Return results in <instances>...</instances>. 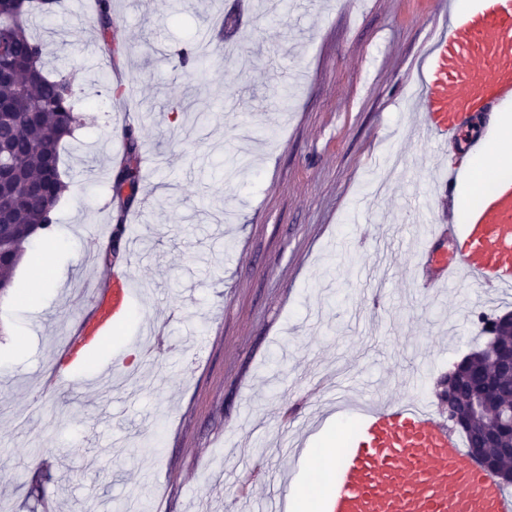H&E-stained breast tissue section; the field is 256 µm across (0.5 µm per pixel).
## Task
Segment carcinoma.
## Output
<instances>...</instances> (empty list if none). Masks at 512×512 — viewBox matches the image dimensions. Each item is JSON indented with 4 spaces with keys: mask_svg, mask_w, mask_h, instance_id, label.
<instances>
[{
    "mask_svg": "<svg viewBox=\"0 0 512 512\" xmlns=\"http://www.w3.org/2000/svg\"><path fill=\"white\" fill-rule=\"evenodd\" d=\"M26 13L27 5L0 0V34L25 50L22 66L37 71L22 88L9 81L0 82V107L11 113L10 120L0 124V146L25 173L0 203L10 222L0 234V251L6 256L0 261V285L8 288L27 246L53 225L55 207L66 188L59 168L60 151L76 122L71 85L64 77L55 80L44 73L43 46L27 35ZM95 14L101 29L108 30L113 22L111 0H95ZM124 143L123 157L110 183L111 190L118 196L126 195L129 204L143 180L138 162L141 146L130 125L124 130ZM459 393L463 401L482 399L512 406V376H500L489 388L466 384ZM482 454L493 459L503 486L512 485V456L498 447L485 448Z\"/></svg>",
    "mask_w": 512,
    "mask_h": 512,
    "instance_id": "obj_1",
    "label": "carcinoma"
}]
</instances>
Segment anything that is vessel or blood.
I'll list each match as a JSON object with an SVG mask.
<instances>
[{
    "label": "vessel or blood",
    "mask_w": 512,
    "mask_h": 512,
    "mask_svg": "<svg viewBox=\"0 0 512 512\" xmlns=\"http://www.w3.org/2000/svg\"><path fill=\"white\" fill-rule=\"evenodd\" d=\"M512 103V0H486L483 11L458 13L435 44L421 75L416 108L438 153L456 145L461 129L500 103ZM462 257L449 260L425 246L439 284L471 280L512 295V188L496 189L469 224ZM137 296L130 270L113 273L95 291V307L67 358L96 348ZM324 402L354 415L357 434L329 478L324 512H512V496L473 459L461 437L426 405L413 401L361 404L348 383Z\"/></svg>",
    "instance_id": "b4317fda"
}]
</instances>
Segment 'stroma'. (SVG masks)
I'll return each instance as SVG.
<instances>
[{"label": "stroma", "instance_id": "stroma-1", "mask_svg": "<svg viewBox=\"0 0 512 512\" xmlns=\"http://www.w3.org/2000/svg\"><path fill=\"white\" fill-rule=\"evenodd\" d=\"M262 2L112 0L105 35L89 0L29 15L84 124L61 150L59 246L34 241L40 265L0 294V512H251L281 492L289 442L325 421L319 379L341 369L383 399L433 402L484 347L479 315L512 311L492 293L464 307L459 287L426 288L435 267L415 270L427 243L461 255L412 104L445 26L432 0H286L273 16ZM206 37L207 63L178 68ZM180 105L195 115L187 136ZM120 117L142 145L131 207L110 190ZM125 211L133 257L105 261L90 229ZM124 264L139 283L133 320L54 386L88 277ZM55 268L60 282L26 297ZM135 339L153 345L138 383H95Z\"/></svg>", "mask_w": 512, "mask_h": 512}]
</instances>
